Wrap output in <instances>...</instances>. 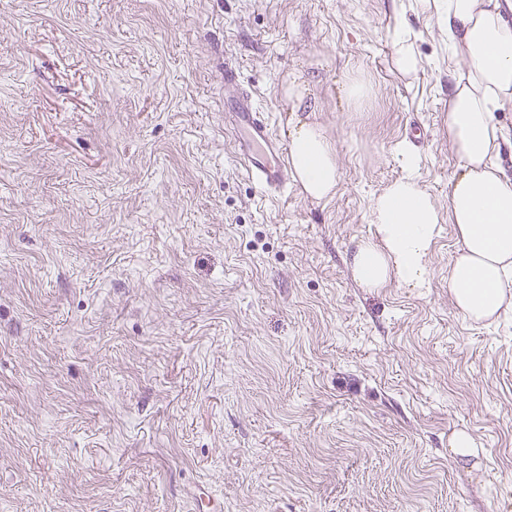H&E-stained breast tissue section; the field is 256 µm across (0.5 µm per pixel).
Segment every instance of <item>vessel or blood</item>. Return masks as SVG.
Returning <instances> with one entry per match:
<instances>
[{
    "mask_svg": "<svg viewBox=\"0 0 512 512\" xmlns=\"http://www.w3.org/2000/svg\"><path fill=\"white\" fill-rule=\"evenodd\" d=\"M224 127L231 132L238 158L256 187L268 194L284 190L290 180L285 150L250 94L237 97L233 111L224 115Z\"/></svg>",
    "mask_w": 512,
    "mask_h": 512,
    "instance_id": "vessel-or-blood-1",
    "label": "vessel or blood"
}]
</instances>
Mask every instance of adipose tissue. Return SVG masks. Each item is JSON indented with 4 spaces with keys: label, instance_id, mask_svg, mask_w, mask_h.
<instances>
[{
    "label": "adipose tissue",
    "instance_id": "adipose-tissue-1",
    "mask_svg": "<svg viewBox=\"0 0 512 512\" xmlns=\"http://www.w3.org/2000/svg\"><path fill=\"white\" fill-rule=\"evenodd\" d=\"M438 13L450 47L467 60L448 95V139L458 166L448 182V213L440 215L431 195L409 171L376 194L370 222L374 238L352 257L353 272L366 288L397 280L410 288L428 284V260L441 218L454 225L460 248L448 288L465 318L479 323L512 311V173L499 159L505 135L496 114L512 109V24L500 0H419ZM290 164L307 196L332 195L336 152L316 122L294 117Z\"/></svg>",
    "mask_w": 512,
    "mask_h": 512
}]
</instances>
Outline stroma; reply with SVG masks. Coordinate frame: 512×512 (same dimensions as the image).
<instances>
[{
    "mask_svg": "<svg viewBox=\"0 0 512 512\" xmlns=\"http://www.w3.org/2000/svg\"><path fill=\"white\" fill-rule=\"evenodd\" d=\"M228 62L283 140L303 85L329 198L244 175ZM465 68L413 0H0V512H512V313L448 223L428 287L351 266L411 125L447 211ZM402 32L407 38L399 39L394 45L395 63L400 71L411 73L417 66L413 43L409 41L412 32L408 29H402Z\"/></svg>",
    "mask_w": 512,
    "mask_h": 512,
    "instance_id": "stroma-1",
    "label": "stroma"
}]
</instances>
